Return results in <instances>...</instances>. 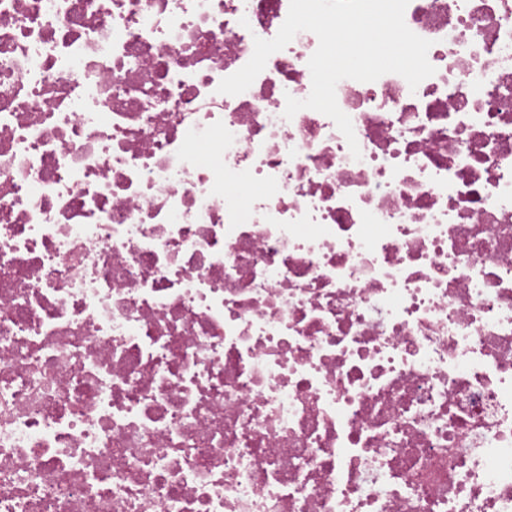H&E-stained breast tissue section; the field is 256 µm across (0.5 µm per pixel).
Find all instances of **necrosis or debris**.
<instances>
[{
    "label": "necrosis or debris",
    "instance_id": "obj_1",
    "mask_svg": "<svg viewBox=\"0 0 512 512\" xmlns=\"http://www.w3.org/2000/svg\"><path fill=\"white\" fill-rule=\"evenodd\" d=\"M290 0H0V512H512V0L341 80Z\"/></svg>",
    "mask_w": 512,
    "mask_h": 512
}]
</instances>
